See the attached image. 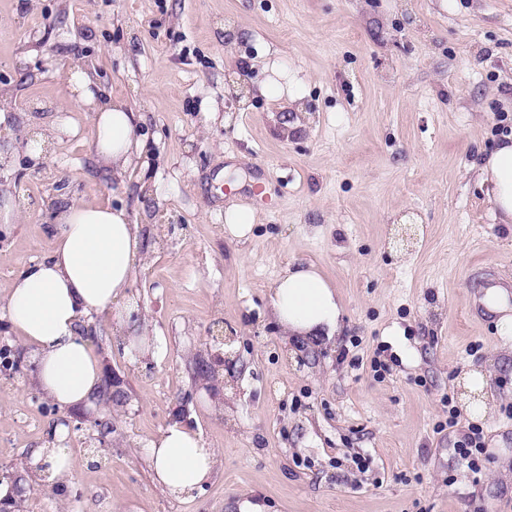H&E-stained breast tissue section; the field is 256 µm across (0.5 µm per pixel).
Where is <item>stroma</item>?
Instances as JSON below:
<instances>
[{"instance_id": "obj_1", "label": "stroma", "mask_w": 512, "mask_h": 512, "mask_svg": "<svg viewBox=\"0 0 512 512\" xmlns=\"http://www.w3.org/2000/svg\"><path fill=\"white\" fill-rule=\"evenodd\" d=\"M261 56L293 104L260 93ZM71 65L137 112L145 166L98 167L89 114L66 97ZM0 89L13 114L0 184L23 214L0 234V293L48 255L54 210L122 205L142 240L129 297L162 347L139 360L113 311L92 315L124 399L62 411L0 332L24 355L0 373V477H25L19 512H238L245 498L268 512H512V337L481 303L489 283L512 296V224L465 175L512 125V0H0ZM41 134L35 160L25 143ZM233 202L256 212L244 243L224 237ZM299 261L343 301L336 340L287 335L270 313ZM471 370L491 373L494 411L487 459L465 477L453 445L473 423ZM183 418L218 468L180 500L143 448ZM61 426L72 492L57 496L27 462Z\"/></svg>"}]
</instances>
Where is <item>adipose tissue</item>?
<instances>
[{
  "label": "adipose tissue",
  "instance_id": "ef3b65f1",
  "mask_svg": "<svg viewBox=\"0 0 512 512\" xmlns=\"http://www.w3.org/2000/svg\"><path fill=\"white\" fill-rule=\"evenodd\" d=\"M69 97L87 106L95 129L100 167L121 176L145 150L136 116L123 101L103 95L95 74L68 70ZM486 186L496 221L512 223V131L501 132L494 148L473 168ZM47 258L32 263L9 283L0 318L31 349L36 380L56 406H88L102 379V364L81 335L84 317L115 309L120 331L130 332L129 349L154 357L161 349L137 328L128 290L140 261L138 228L125 208L74 202L54 211ZM276 323L303 339L333 338L342 329V305L335 288L314 265L292 263L269 294ZM155 483L170 496L203 490L216 472L217 455L192 424H169L147 447Z\"/></svg>",
  "mask_w": 512,
  "mask_h": 512
}]
</instances>
